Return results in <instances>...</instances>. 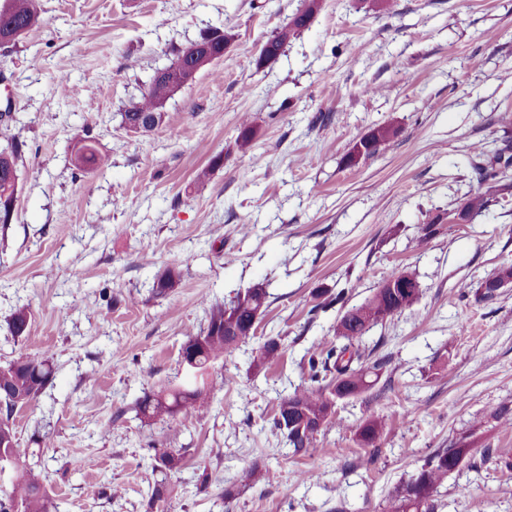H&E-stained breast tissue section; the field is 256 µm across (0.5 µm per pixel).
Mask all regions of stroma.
<instances>
[{
	"mask_svg": "<svg viewBox=\"0 0 512 512\" xmlns=\"http://www.w3.org/2000/svg\"><path fill=\"white\" fill-rule=\"evenodd\" d=\"M42 22L0 47V110L25 143L10 223L0 224V367L48 354L50 385L13 416L26 463L57 512H149L160 448L184 455L167 512H386L438 450L468 446L437 512H512V187L471 223L446 217L478 182L474 144H512V0H322L280 56L262 44L306 0H42ZM214 30L234 36L214 70L178 90L153 131L121 114L157 70ZM76 86L62 95L58 76ZM252 148L236 141L242 120ZM375 155L349 162L379 127ZM93 138L108 162L83 172ZM210 184L196 193L198 169ZM443 216L426 247L423 224ZM249 225L241 233L240 225ZM174 271L166 296L152 290ZM394 271L422 289L363 339L375 384L336 402L340 425L296 454L273 426L309 382L336 323ZM256 337L209 369L207 414L147 419L145 393L187 386L181 348L255 284ZM31 312L25 338L7 320ZM282 348L261 371L268 338ZM234 385H227V378ZM385 425L375 447L359 426ZM264 478L241 482L242 470ZM391 134L387 127H379L357 141L350 154L349 161H356L363 156H371L376 153L381 143L385 142ZM281 356V345L276 338H269L256 351V355L250 362V368L254 371L264 369L269 364L277 361Z\"/></svg>",
	"mask_w": 512,
	"mask_h": 512,
	"instance_id": "35a3bbf8",
	"label": "stroma"
}]
</instances>
